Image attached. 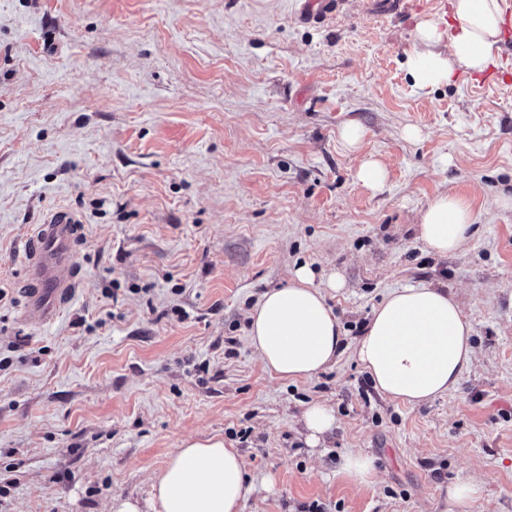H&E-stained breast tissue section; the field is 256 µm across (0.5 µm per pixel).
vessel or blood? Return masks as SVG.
Returning <instances> with one entry per match:
<instances>
[{"label": "vessel or blood", "mask_w": 512, "mask_h": 512, "mask_svg": "<svg viewBox=\"0 0 512 512\" xmlns=\"http://www.w3.org/2000/svg\"><path fill=\"white\" fill-rule=\"evenodd\" d=\"M82 234L81 219L58 208L23 239L26 279L20 309L40 325H53L76 296L80 284L76 246Z\"/></svg>", "instance_id": "b4317fda"}]
</instances>
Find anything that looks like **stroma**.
<instances>
[{
	"instance_id": "35a3bbf8",
	"label": "stroma",
	"mask_w": 512,
	"mask_h": 512,
	"mask_svg": "<svg viewBox=\"0 0 512 512\" xmlns=\"http://www.w3.org/2000/svg\"><path fill=\"white\" fill-rule=\"evenodd\" d=\"M0 0V512H104L188 437L224 436L255 481L243 512H512V77L416 87L407 56L434 0ZM365 131L358 151L343 126ZM418 137H408V129ZM382 190L359 182L365 159ZM469 204L463 251L414 225ZM76 212L81 286L52 326L23 318V236ZM308 265L353 343L410 285L458 292L476 361L410 406L352 356L282 379L248 311ZM336 411L323 445L299 423ZM374 461L371 483L337 472ZM356 176L364 185L377 190L384 184L386 170L384 165L379 161L365 160L359 166ZM473 214L461 197L446 194L437 197L420 215L416 224L418 238L435 254L459 251L470 238ZM301 421L306 431V442L310 447H317L336 425L334 409L325 403H313L301 414ZM338 473L357 484L370 483L375 475L372 460L359 453L348 452L342 456ZM481 491V486L476 482H457L448 487V512H467L465 509ZM459 510V511H456Z\"/></svg>"
}]
</instances>
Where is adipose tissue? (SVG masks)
Here are the masks:
<instances>
[{
    "mask_svg": "<svg viewBox=\"0 0 512 512\" xmlns=\"http://www.w3.org/2000/svg\"><path fill=\"white\" fill-rule=\"evenodd\" d=\"M503 0H451L454 23L417 26L419 49L408 58L415 86L438 87L457 71L483 72L501 35ZM473 214L461 197H437L416 231L433 253L459 251L470 237ZM345 285L330 274L316 286L308 266L296 267L287 286L262 294L249 310L248 334L264 366L285 379L311 378L335 364L345 346L326 289ZM473 326L455 291L426 285L395 290L378 304L351 348L375 389L412 406L456 389L475 360ZM250 491L239 449L213 435L182 441L144 496H116L108 512H243Z\"/></svg>",
    "mask_w": 512,
    "mask_h": 512,
    "instance_id": "ef3b65f1",
    "label": "adipose tissue"
}]
</instances>
